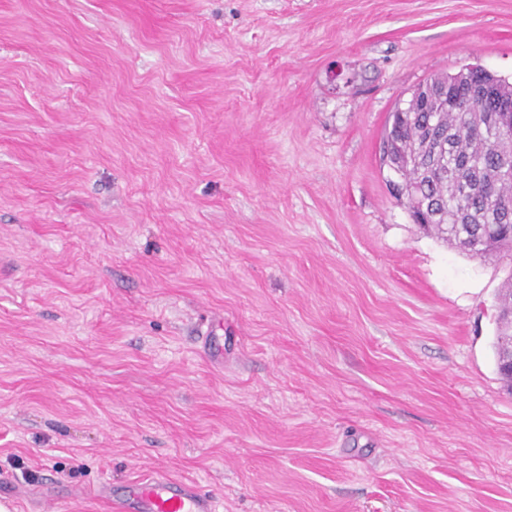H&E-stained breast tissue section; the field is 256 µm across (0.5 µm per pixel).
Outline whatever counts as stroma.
I'll use <instances>...</instances> for the list:
<instances>
[{
  "instance_id": "stroma-1",
  "label": "stroma",
  "mask_w": 512,
  "mask_h": 512,
  "mask_svg": "<svg viewBox=\"0 0 512 512\" xmlns=\"http://www.w3.org/2000/svg\"><path fill=\"white\" fill-rule=\"evenodd\" d=\"M512 0H0V501L512 512L496 296L382 162ZM101 492L110 508L123 512H215L213 498L196 483L162 473L127 481L114 491L107 485Z\"/></svg>"
}]
</instances>
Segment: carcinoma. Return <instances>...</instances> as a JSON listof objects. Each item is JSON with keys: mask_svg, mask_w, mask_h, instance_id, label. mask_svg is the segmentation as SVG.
<instances>
[{"mask_svg": "<svg viewBox=\"0 0 512 512\" xmlns=\"http://www.w3.org/2000/svg\"><path fill=\"white\" fill-rule=\"evenodd\" d=\"M431 82L448 86L458 99L467 97L468 88L452 75H441ZM483 115L475 107H433L412 97L407 107L392 115L386 142L399 143L402 154L413 156L412 165L398 166L400 196L407 199L411 213L432 207L430 227L441 236L459 230L467 241L462 251L488 258H512V220L503 221L500 209L512 206V183L498 181L499 161L512 156L501 144L512 139L482 127ZM448 133V146L468 166L449 169L421 150L429 133ZM495 229L500 242L490 253L482 245L487 229Z\"/></svg>", "mask_w": 512, "mask_h": 512, "instance_id": "obj_1", "label": "carcinoma"}]
</instances>
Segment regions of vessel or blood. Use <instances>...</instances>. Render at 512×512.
I'll use <instances>...</instances> for the list:
<instances>
[{"instance_id": "b4317fda", "label": "vessel or blood", "mask_w": 512, "mask_h": 512, "mask_svg": "<svg viewBox=\"0 0 512 512\" xmlns=\"http://www.w3.org/2000/svg\"><path fill=\"white\" fill-rule=\"evenodd\" d=\"M102 497L117 512H215L213 498L196 483L162 473L104 487Z\"/></svg>"}]
</instances>
